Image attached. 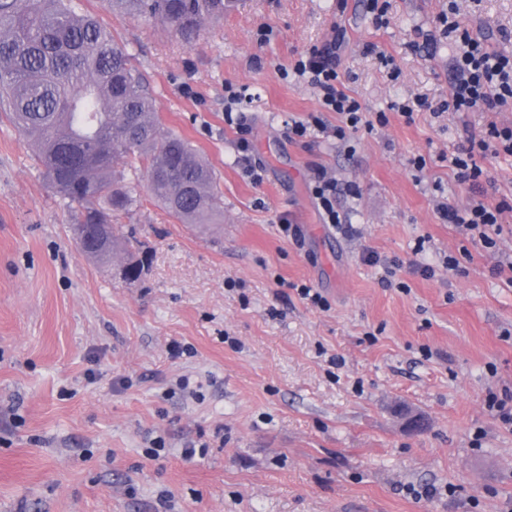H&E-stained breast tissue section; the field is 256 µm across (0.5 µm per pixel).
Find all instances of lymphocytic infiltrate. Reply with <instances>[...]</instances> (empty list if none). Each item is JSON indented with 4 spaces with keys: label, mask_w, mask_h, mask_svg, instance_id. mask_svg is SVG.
Masks as SVG:
<instances>
[{
    "label": "lymphocytic infiltrate",
    "mask_w": 512,
    "mask_h": 512,
    "mask_svg": "<svg viewBox=\"0 0 512 512\" xmlns=\"http://www.w3.org/2000/svg\"><path fill=\"white\" fill-rule=\"evenodd\" d=\"M443 32L458 46L452 61V81L446 107L451 112L482 110L499 112L512 106V51L495 48L484 40L472 37L462 27L455 14L441 20ZM345 42L343 28H335L330 41L311 48L299 56L293 65L297 76L321 93V113L309 114L306 120L292 125V133L306 138L317 131L341 141H349L352 134L373 131L376 125L385 123L381 112H370L342 87L338 72L340 50ZM333 112L339 118L336 126H328L323 113ZM500 155L512 156V126L489 123L481 133H469L465 147L451 158L459 184L473 187L474 192L465 208H457L447 202H439L437 211L443 223L454 225L472 238L493 245L494 234L500 233L505 212L512 210V203L488 200L477 185L484 175L480 165L482 159ZM339 184L325 167L313 169L311 194L316 200L325 223L341 225L336 208Z\"/></svg>",
    "instance_id": "obj_1"
}]
</instances>
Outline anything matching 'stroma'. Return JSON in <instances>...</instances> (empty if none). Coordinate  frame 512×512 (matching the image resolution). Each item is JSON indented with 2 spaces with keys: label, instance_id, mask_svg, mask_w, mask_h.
<instances>
[{
  "label": "stroma",
  "instance_id": "obj_1",
  "mask_svg": "<svg viewBox=\"0 0 512 512\" xmlns=\"http://www.w3.org/2000/svg\"><path fill=\"white\" fill-rule=\"evenodd\" d=\"M452 1L473 36L512 49V0H387L382 25L367 0H235L190 48L78 0L211 163L217 222L197 232L143 196L121 222L151 267L126 281L123 256L80 251L35 146L0 119V512H512V430L486 405L512 390V271L496 269L512 211L492 248L436 212L470 201L449 163L467 131L512 125V107L432 115L455 45L426 35ZM335 23L346 92L388 117L347 146L290 136L319 100L289 68ZM229 84L248 94L256 182L224 122ZM318 164L357 189L338 201L348 231L321 220ZM367 251L399 261L395 286Z\"/></svg>",
  "mask_w": 512,
  "mask_h": 512
}]
</instances>
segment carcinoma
<instances>
[{
    "instance_id": "1",
    "label": "carcinoma",
    "mask_w": 512,
    "mask_h": 512,
    "mask_svg": "<svg viewBox=\"0 0 512 512\" xmlns=\"http://www.w3.org/2000/svg\"><path fill=\"white\" fill-rule=\"evenodd\" d=\"M229 0H107L114 12L168 26L192 45ZM34 142L46 180L85 253L108 262L117 221L141 190L183 224L214 222L213 168L167 128L126 49L73 0H0V117ZM140 164L144 185L124 166Z\"/></svg>"
}]
</instances>
